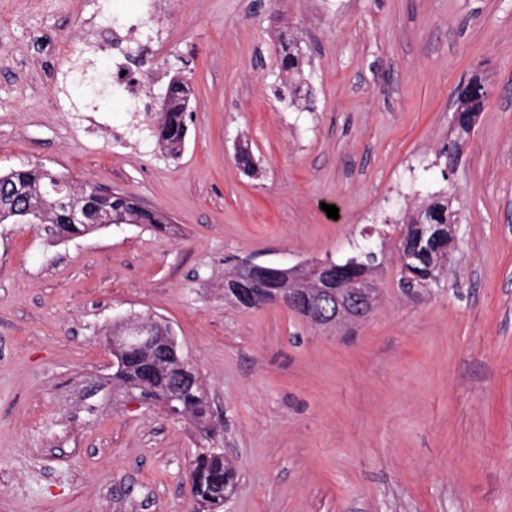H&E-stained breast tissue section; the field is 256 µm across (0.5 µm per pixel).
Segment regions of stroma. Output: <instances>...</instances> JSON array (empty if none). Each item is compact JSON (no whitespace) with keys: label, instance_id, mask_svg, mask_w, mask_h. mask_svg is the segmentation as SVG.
Listing matches in <instances>:
<instances>
[{"label":"stroma","instance_id":"1","mask_svg":"<svg viewBox=\"0 0 512 512\" xmlns=\"http://www.w3.org/2000/svg\"><path fill=\"white\" fill-rule=\"evenodd\" d=\"M134 18L162 33L155 51L113 45L112 21ZM285 38L305 61L297 107L277 93ZM118 55L144 83L109 107ZM475 71L488 97L450 168ZM176 74L191 99L174 161L146 122ZM20 167L126 192L170 226L51 244L0 224V512H194L209 442L192 421L83 410L129 314L170 325L205 384L210 443L238 472L223 512H512V0H0V173ZM437 195L457 243L442 287L411 293L402 221ZM368 247L379 300L350 329L224 301L233 260Z\"/></svg>","mask_w":512,"mask_h":512}]
</instances>
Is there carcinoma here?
Masks as SVG:
<instances>
[{
  "mask_svg": "<svg viewBox=\"0 0 512 512\" xmlns=\"http://www.w3.org/2000/svg\"><path fill=\"white\" fill-rule=\"evenodd\" d=\"M302 61L293 46L282 48L280 70L284 86L292 101L299 99ZM470 81L477 84L475 93L456 100V108L463 114L480 112L487 97L481 75ZM190 89L186 81L175 75L171 78L165 96L151 123L158 146L170 157L176 158L185 148L188 127L185 121ZM79 214L83 223H72L73 214ZM114 224H143L157 231L166 230L167 222L155 213L140 207L122 192H104L100 195L84 193L64 176L42 167L12 169L0 174V224H31L50 243L87 236L103 227L101 221ZM453 212L446 196L415 207L404 219L402 244L409 255V265L416 281L429 288L437 287L448 266V255L439 251V242L420 241V225L452 224ZM375 254L367 251L355 258V263L329 262V278L320 281L326 287L340 277L350 280L364 275ZM277 294L288 295V278L280 268L264 265L238 283L237 306L243 309L259 308L274 300ZM123 361L110 376L112 390L132 389L139 401L147 406L157 405L168 410L172 396L179 399L183 417L191 419L208 440L213 439L215 426L210 417V405L202 380L182 356L175 336H166L147 347L122 348ZM236 477L233 464L220 448H201L190 469L191 494L199 512H215L222 507L224 495L231 492Z\"/></svg>",
  "mask_w": 512,
  "mask_h": 512,
  "instance_id": "obj_1",
  "label": "carcinoma"
}]
</instances>
